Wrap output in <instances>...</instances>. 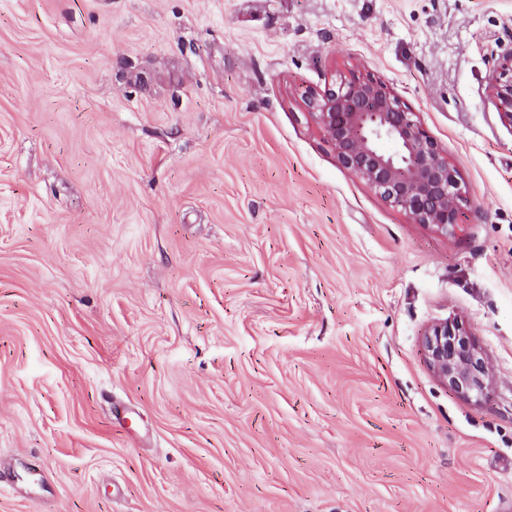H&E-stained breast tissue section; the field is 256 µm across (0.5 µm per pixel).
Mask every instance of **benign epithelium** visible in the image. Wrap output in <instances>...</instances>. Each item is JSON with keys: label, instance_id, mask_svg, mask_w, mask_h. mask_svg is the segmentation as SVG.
<instances>
[{"label": "benign epithelium", "instance_id": "7a95c632", "mask_svg": "<svg viewBox=\"0 0 512 512\" xmlns=\"http://www.w3.org/2000/svg\"><path fill=\"white\" fill-rule=\"evenodd\" d=\"M503 77L489 84L512 127V54ZM306 110L331 142L338 163L414 223L442 235L455 232L465 197L448 154L383 80L351 74L338 86L302 95ZM388 141L396 151H385ZM426 362L448 390L480 402L491 378L489 363L467 325L458 319L430 327L423 338Z\"/></svg>", "mask_w": 512, "mask_h": 512}]
</instances>
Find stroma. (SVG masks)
Wrapping results in <instances>:
<instances>
[{"mask_svg":"<svg viewBox=\"0 0 512 512\" xmlns=\"http://www.w3.org/2000/svg\"><path fill=\"white\" fill-rule=\"evenodd\" d=\"M512 0H0V512H512ZM385 80L466 217L301 91ZM465 321L486 396L422 335ZM501 68L503 77L489 84V93L501 106L503 122L512 128V53L503 58ZM302 102L344 169L415 224L455 232L466 201L458 172L385 81L351 73L336 88L306 91ZM384 141L397 150L385 151ZM423 338L426 362L448 390L480 402L491 378L489 363L467 325L458 319L430 327Z\"/></svg>","mask_w":512,"mask_h":512,"instance_id":"stroma-1","label":"stroma"}]
</instances>
